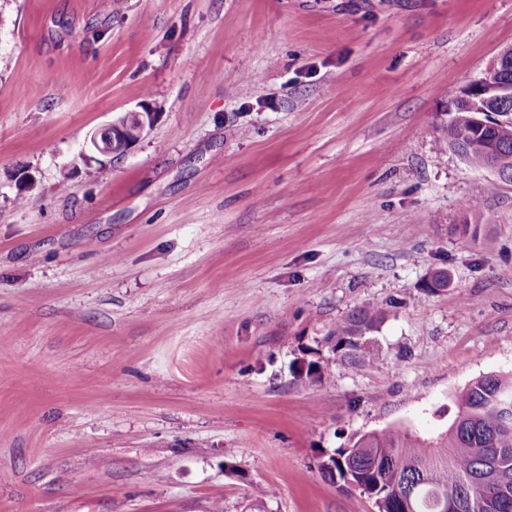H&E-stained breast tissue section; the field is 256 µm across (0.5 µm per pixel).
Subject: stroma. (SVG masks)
Returning a JSON list of instances; mask_svg holds the SVG:
<instances>
[{"mask_svg":"<svg viewBox=\"0 0 512 512\" xmlns=\"http://www.w3.org/2000/svg\"><path fill=\"white\" fill-rule=\"evenodd\" d=\"M509 47L512 0H0V512H376L320 452L512 372V184L463 216L439 147ZM368 305L374 365L297 382ZM155 113L148 109L127 112L96 128L89 135L81 153L85 165L101 163V158L114 159L123 156L154 125Z\"/></svg>","mask_w":512,"mask_h":512,"instance_id":"35a3bbf8","label":"stroma"}]
</instances>
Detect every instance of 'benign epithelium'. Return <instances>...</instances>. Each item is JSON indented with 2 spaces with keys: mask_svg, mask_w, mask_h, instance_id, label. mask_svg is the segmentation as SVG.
<instances>
[{
  "mask_svg": "<svg viewBox=\"0 0 512 512\" xmlns=\"http://www.w3.org/2000/svg\"><path fill=\"white\" fill-rule=\"evenodd\" d=\"M486 69L503 74L502 86L496 90L487 88L483 82L476 80L466 85L454 99L456 103L479 105L490 95L512 93V56L501 51L491 60ZM155 113L144 109L127 112L112 121L96 128L89 135L86 146L81 153L85 165L100 163L102 159H114L123 156L127 150L138 142L154 125Z\"/></svg>",
  "mask_w": 512,
  "mask_h": 512,
  "instance_id": "benign-epithelium-1",
  "label": "benign epithelium"
}]
</instances>
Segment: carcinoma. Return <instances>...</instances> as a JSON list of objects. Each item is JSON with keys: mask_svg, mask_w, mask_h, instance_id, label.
Here are the masks:
<instances>
[{"mask_svg": "<svg viewBox=\"0 0 512 512\" xmlns=\"http://www.w3.org/2000/svg\"><path fill=\"white\" fill-rule=\"evenodd\" d=\"M464 104L442 126V145L469 166L512 176V123L471 129ZM380 306L353 309L326 337L331 358L294 360L295 379L319 382L336 359L373 365L371 334ZM457 413L435 438L385 430L362 435L320 457L319 470L340 488L371 499L377 512H512V375H487L456 397Z\"/></svg>", "mask_w": 512, "mask_h": 512, "instance_id": "carcinoma-1", "label": "carcinoma"}]
</instances>
